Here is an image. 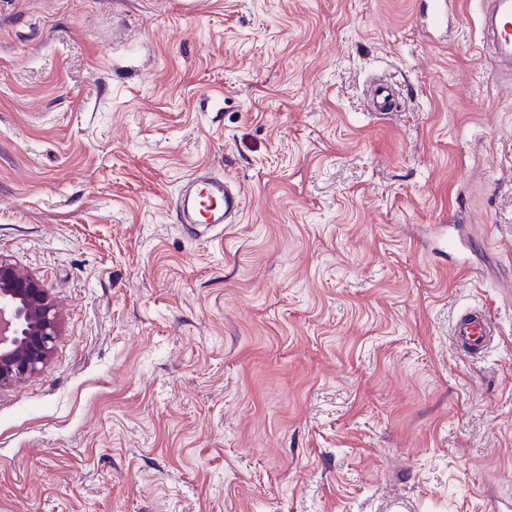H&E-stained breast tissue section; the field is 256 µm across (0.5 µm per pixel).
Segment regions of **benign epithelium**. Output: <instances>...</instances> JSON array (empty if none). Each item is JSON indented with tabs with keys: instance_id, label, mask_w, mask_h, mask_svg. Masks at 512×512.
<instances>
[{
	"instance_id": "7a95c632",
	"label": "benign epithelium",
	"mask_w": 512,
	"mask_h": 512,
	"mask_svg": "<svg viewBox=\"0 0 512 512\" xmlns=\"http://www.w3.org/2000/svg\"><path fill=\"white\" fill-rule=\"evenodd\" d=\"M56 336L58 316L49 290L0 258V387L38 371Z\"/></svg>"
}]
</instances>
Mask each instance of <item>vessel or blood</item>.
Listing matches in <instances>:
<instances>
[{
  "instance_id": "vessel-or-blood-1",
  "label": "vessel or blood",
  "mask_w": 512,
  "mask_h": 512,
  "mask_svg": "<svg viewBox=\"0 0 512 512\" xmlns=\"http://www.w3.org/2000/svg\"><path fill=\"white\" fill-rule=\"evenodd\" d=\"M485 25L497 58L512 67V0H492ZM177 206L187 224H234L242 213L243 199L223 177H194ZM492 335V316L483 308L462 313L452 328L456 348L470 354L484 352Z\"/></svg>"
}]
</instances>
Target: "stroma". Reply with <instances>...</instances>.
I'll return each instance as SVG.
<instances>
[{
	"label": "stroma",
	"instance_id": "stroma-1",
	"mask_svg": "<svg viewBox=\"0 0 512 512\" xmlns=\"http://www.w3.org/2000/svg\"><path fill=\"white\" fill-rule=\"evenodd\" d=\"M420 4L0 0V256L59 312L0 512H512V78ZM183 224H236L243 199L223 176L193 177L177 202ZM491 314L482 308H473L462 313L452 328L456 348L469 354H481L491 343L493 336Z\"/></svg>",
	"mask_w": 512,
	"mask_h": 512
}]
</instances>
